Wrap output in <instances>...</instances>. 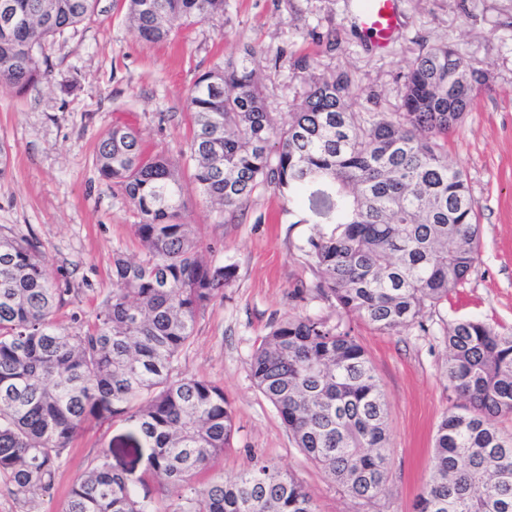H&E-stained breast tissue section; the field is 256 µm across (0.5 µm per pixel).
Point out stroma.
Masks as SVG:
<instances>
[{"label": "stroma", "mask_w": 512, "mask_h": 512, "mask_svg": "<svg viewBox=\"0 0 512 512\" xmlns=\"http://www.w3.org/2000/svg\"><path fill=\"white\" fill-rule=\"evenodd\" d=\"M355 0H225L213 22L175 24L165 41L146 42L128 26L124 0H98L94 15L46 47L51 80L27 94L0 86V144L10 154L0 178V225L35 238L49 277L68 288L55 323L86 329L112 292V256L136 259V211L94 167L100 136L112 124L139 132L148 151L179 156L190 129L188 97L198 77L244 48L259 50V68L272 111H287L304 89L294 58L319 53L325 72L354 80L357 104L368 94L387 111L399 101V78L423 47L448 43L489 75L463 123L448 135V161L466 174L477 203L481 252L468 281L428 313L424 328L383 334L342 318L317 295L302 246L323 217L305 212L291 223L269 188L241 209L209 206L186 185L183 215L205 259L234 265L236 278L198 317L183 351L182 374L223 388L235 412L230 448L198 482L230 480L253 458L294 474L318 512H355L351 499L296 447L276 409L256 388L249 362L273 322L312 315L342 321L365 348L388 405L389 481L372 512H413L430 477L434 436L442 416L459 405L442 374L449 323L479 318L512 334V0H399L403 27L384 51L371 50L353 31ZM335 32L329 50L316 39ZM122 420L90 422L63 455L40 512H59L73 482L105 449L116 468L143 469Z\"/></svg>", "instance_id": "35a3bbf8"}]
</instances>
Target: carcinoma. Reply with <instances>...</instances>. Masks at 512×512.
<instances>
[{"label": "carcinoma", "mask_w": 512, "mask_h": 512, "mask_svg": "<svg viewBox=\"0 0 512 512\" xmlns=\"http://www.w3.org/2000/svg\"><path fill=\"white\" fill-rule=\"evenodd\" d=\"M97 0H0V84L25 93L49 75L47 40L90 18ZM224 0H127L134 35L167 39L173 22L215 21ZM35 48L34 56L19 50ZM246 48L202 74L188 98V152L152 155L137 131L108 129L95 154L99 177L137 211L144 253L112 260V294L92 326L58 328L69 289L51 281L38 242L0 225V475L32 507L53 489L63 453L90 420L122 418L145 442L148 475L117 471L102 451L70 487L60 512H317L304 484L256 460L236 479L197 486L229 447L234 411L224 390L178 373L197 317L235 279L232 265L202 258L183 219V169L199 195L225 209L261 186L288 214L330 213L332 228L305 241L318 292L382 333L425 329L474 268L481 227L464 172L448 164V133L461 123L487 72L445 43L401 76L390 112L356 108L352 78L326 74L318 55L294 62L306 87L291 111H270ZM466 86L448 84L457 72ZM444 376L464 399L436 431L428 485L416 512H512V334L478 319L444 333ZM250 376L296 445L354 503L373 505L388 482V410L365 348L341 323L281 321L264 336ZM176 498L162 508L149 485Z\"/></svg>", "instance_id": "carcinoma-1"}]
</instances>
